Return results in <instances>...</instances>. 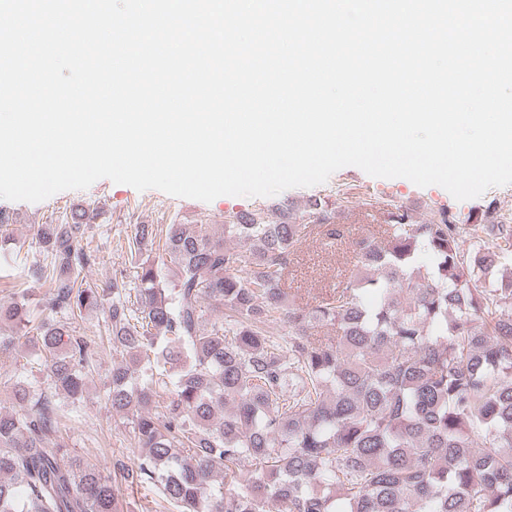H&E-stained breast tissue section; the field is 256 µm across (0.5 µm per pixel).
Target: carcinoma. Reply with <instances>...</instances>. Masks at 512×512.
I'll use <instances>...</instances> for the list:
<instances>
[{
    "instance_id": "obj_1",
    "label": "carcinoma",
    "mask_w": 512,
    "mask_h": 512,
    "mask_svg": "<svg viewBox=\"0 0 512 512\" xmlns=\"http://www.w3.org/2000/svg\"><path fill=\"white\" fill-rule=\"evenodd\" d=\"M309 209V224L260 208L219 233L138 227L140 287L112 281L105 309L122 356L109 401L139 448L120 477L176 512H512V278H492L512 260V221L389 210L385 244L353 243L366 274L303 304L282 288L295 247L345 233L321 201ZM161 235L159 267L143 255ZM83 236L76 221L38 225L44 309L0 305V327L27 326L0 334V354L35 342L53 389L19 380V410L0 411V512H120L112 479L56 442L92 365L75 323L103 305L80 281ZM278 321L288 335L270 331Z\"/></svg>"
}]
</instances>
